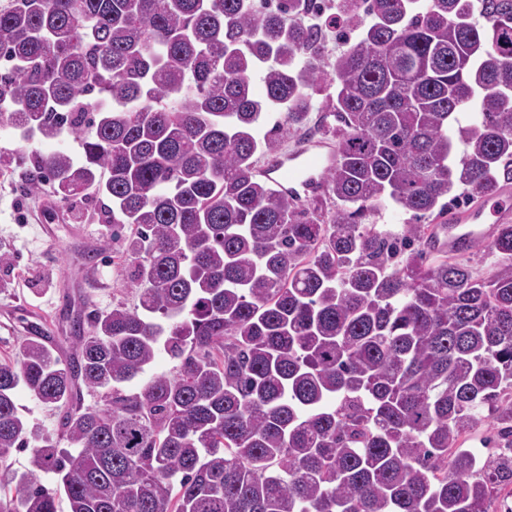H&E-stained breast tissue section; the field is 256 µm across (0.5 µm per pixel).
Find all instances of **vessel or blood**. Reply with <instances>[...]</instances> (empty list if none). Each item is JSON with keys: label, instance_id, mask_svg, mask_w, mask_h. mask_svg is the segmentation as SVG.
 Returning a JSON list of instances; mask_svg holds the SVG:
<instances>
[{"label": "vessel or blood", "instance_id": "vessel-or-blood-1", "mask_svg": "<svg viewBox=\"0 0 512 512\" xmlns=\"http://www.w3.org/2000/svg\"><path fill=\"white\" fill-rule=\"evenodd\" d=\"M335 162L334 152L306 148L287 158H273L262 175L282 193L299 198L316 191L323 183L325 172ZM506 210L502 203H493L490 209L470 213L466 223L451 224L444 229V242L451 247L487 237L495 220L503 218Z\"/></svg>", "mask_w": 512, "mask_h": 512}]
</instances>
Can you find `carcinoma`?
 Returning a JSON list of instances; mask_svg holds the SVG:
<instances>
[{"label":"carcinoma","mask_w":512,"mask_h":512,"mask_svg":"<svg viewBox=\"0 0 512 512\" xmlns=\"http://www.w3.org/2000/svg\"><path fill=\"white\" fill-rule=\"evenodd\" d=\"M339 10L359 36L328 72L316 0H0V122L81 142L32 152L30 189L128 225L115 258L139 290L78 313L70 356L36 335L0 361V464L30 451L0 512H499L512 495V224L470 245L483 278L437 224L362 223L512 184V0ZM330 88L331 212L255 160L276 148L266 113L296 130ZM161 351L174 373L123 389ZM20 387L56 433L29 427ZM489 418L481 463L463 443ZM448 218L432 217L416 218L412 212L402 210L392 204L381 207L371 213L366 219L362 220L363 224H376L379 230H386L392 233H400L404 224H441L440 222Z\"/></svg>","instance_id":"obj_1"}]
</instances>
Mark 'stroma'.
Returning a JSON list of instances; mask_svg holds the SVG:
<instances>
[{
    "mask_svg": "<svg viewBox=\"0 0 512 512\" xmlns=\"http://www.w3.org/2000/svg\"><path fill=\"white\" fill-rule=\"evenodd\" d=\"M79 155L75 135L53 140H25L0 125V359L13 357L28 323L42 325L64 353L70 323L84 302L101 310L134 306L138 292L121 266L112 262L118 237L128 230L100 223L92 214L56 196L51 186L29 192L21 166L32 151Z\"/></svg>",
    "mask_w": 512,
    "mask_h": 512,
    "instance_id": "1",
    "label": "stroma"
}]
</instances>
